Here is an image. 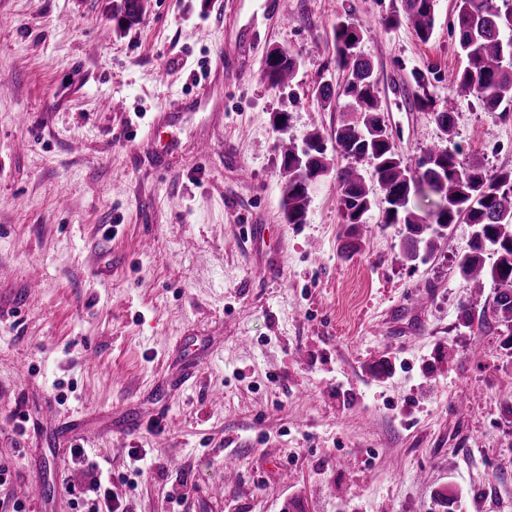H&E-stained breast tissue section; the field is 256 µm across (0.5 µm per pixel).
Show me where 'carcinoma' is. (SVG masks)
<instances>
[{
    "instance_id": "1",
    "label": "carcinoma",
    "mask_w": 512,
    "mask_h": 512,
    "mask_svg": "<svg viewBox=\"0 0 512 512\" xmlns=\"http://www.w3.org/2000/svg\"><path fill=\"white\" fill-rule=\"evenodd\" d=\"M437 0H401V10L383 19L386 27L407 21L416 37L426 43L435 27ZM452 35L467 64L456 73L453 83L459 95L476 99L484 110L497 111L512 101V36L504 38L503 28L512 31V7L501 9L495 0H454ZM142 13L141 0H123L118 24H131ZM361 29L340 21L335 28L336 66L347 73L338 90L324 82L316 91L322 106L334 96L349 100L358 117L336 129L334 144L327 147L317 133L310 134L304 147L288 145L283 153L281 206L290 224L303 223L309 189L336 171L343 223L357 232L373 209L375 195L385 204L383 223L405 227L403 254L410 261L424 259L434 247L430 225L419 221L410 207L411 199H429L433 223L443 229L466 223L479 228L469 250L458 257L456 269L467 288L481 291L486 280L497 285L491 315L480 317L479 327L493 319L507 332L512 345V170L487 175L476 167H463L457 152L442 145L427 149L410 169L395 151L387 126L379 115L374 69L359 50ZM297 61L276 48L269 54L264 77L273 86L294 80ZM433 118L445 136L455 122L448 109L433 111ZM346 164L337 167L335 160ZM374 163L372 184L360 172V162Z\"/></svg>"
}]
</instances>
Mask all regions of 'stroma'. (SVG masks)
Listing matches in <instances>:
<instances>
[{"label":"stroma","mask_w":512,"mask_h":512,"mask_svg":"<svg viewBox=\"0 0 512 512\" xmlns=\"http://www.w3.org/2000/svg\"><path fill=\"white\" fill-rule=\"evenodd\" d=\"M285 2L272 21L265 0H142L121 26V0H0V512H74L97 480L126 512H445L451 491L455 512H512V349L460 313L472 226L409 262L377 205L350 255L334 177L300 224L280 190L282 142L351 117L315 97L343 79L337 22L362 29L409 166L441 142L427 98L454 108L463 166L511 169L512 106L456 95L452 0L426 43L382 25L399 0ZM275 47L298 61L290 85L263 75ZM219 51L236 63L224 101L177 130L160 172L131 134L192 96Z\"/></svg>","instance_id":"1"}]
</instances>
